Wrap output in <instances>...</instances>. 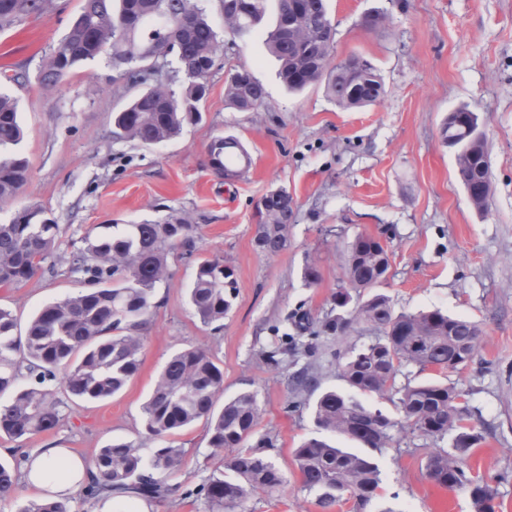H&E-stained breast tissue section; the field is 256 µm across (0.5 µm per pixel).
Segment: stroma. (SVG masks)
I'll use <instances>...</instances> for the list:
<instances>
[{"instance_id": "1", "label": "stroma", "mask_w": 512, "mask_h": 512, "mask_svg": "<svg viewBox=\"0 0 512 512\" xmlns=\"http://www.w3.org/2000/svg\"><path fill=\"white\" fill-rule=\"evenodd\" d=\"M57 10L32 15L0 32V78L17 97L29 164L26 185L0 203V223L27 206L44 209L59 226L49 267L24 285L0 286V307L26 326L44 304L81 292L70 274L87 232L109 224H161L184 217L201 237L193 255L174 253L159 284L144 334L140 367L124 389L103 401L63 406L58 428L23 441L0 436V463L19 467L23 454L55 445L84 460L114 442L150 457L156 440L144 429L142 406L167 359L198 346L224 371L220 400L242 391L257 395L258 434L271 435V455L285 475L274 493H259L243 512H321L303 490L293 450L316 435L311 406L317 391L287 383L305 369L317 390L345 389L339 355L373 341L377 330L357 321L331 336L322 324L335 307L347 244L357 234L382 239L390 256L379 293L396 312L438 308L480 324L483 334L468 366L448 375L461 392L484 439L466 464L495 492L497 512H512V0H327L336 28L334 56L358 53L379 70L385 94L376 105L344 110L323 86L291 93L261 38L226 33L218 0H204L224 33L220 66L209 77L200 122L154 146L113 139V120L132 94L113 80L105 60L77 68L67 82L43 88L39 67L61 42L81 0H59ZM378 12L386 24L361 25ZM245 68L265 85V106L230 109L228 70ZM480 113L490 161L491 192L484 209L469 202L455 158L440 131L449 112ZM237 138L252 167L228 179L208 164L215 137ZM288 191L295 206L288 243L277 254L256 245L257 204L269 191ZM218 259L235 271L237 290L221 325L203 324L189 303L199 261ZM320 281L307 286L306 266ZM308 313L309 331L292 317ZM280 350V363L263 356ZM181 467L166 477L171 494L149 502L150 512H209L196 490L224 470V453L210 448L203 422L175 437ZM448 440L405 430L376 459L382 489L364 512H474L462 491L431 481L427 455Z\"/></svg>"}]
</instances>
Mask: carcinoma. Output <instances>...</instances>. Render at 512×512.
Masks as SVG:
<instances>
[{"mask_svg":"<svg viewBox=\"0 0 512 512\" xmlns=\"http://www.w3.org/2000/svg\"><path fill=\"white\" fill-rule=\"evenodd\" d=\"M224 10V26L243 38L256 32L269 0H246L243 11ZM57 8L56 0H0V31L33 14ZM293 23H288V18ZM98 39L90 40V32ZM268 51L281 64L280 77L292 92L322 84L329 98L343 109L377 103L384 92L383 80L371 67L373 87L351 96V81L364 57L356 54L333 62L335 29L325 0H304L294 10L290 0H277L275 25L262 32ZM224 46L200 0H82V6L58 47L39 68L40 84L53 88L88 61L106 59L116 77L138 88L114 118L113 137L144 146L177 138L184 125L201 118V97L195 81L208 80ZM166 58L167 67L182 75L181 91L172 87L154 59ZM225 98L237 111L248 112L267 99L265 86L246 70L225 76ZM461 107L448 114L443 132L458 153L456 168L462 183L490 181L489 159L484 147L471 149ZM24 138L16 99L0 91V202L20 193L28 180V161L17 151ZM242 148L233 137H217L208 148L227 155ZM287 202L271 203L261 213L257 245L273 255L286 247L291 217ZM198 227L183 220L165 224H126L110 234L88 241L73 257L70 273L88 285L84 291L43 305L29 322L25 334H17L16 318L0 308V434L13 439L50 432L63 420L62 400L95 401L120 392L138 372L143 333L149 323L157 285L168 275V257L180 250L191 255L197 248ZM58 224L38 206L17 211L0 224V285H17L32 279L53 253ZM389 268L387 251L376 237L358 234L348 246L343 282L336 295H361L379 284ZM236 289L233 268L215 259L197 265L189 301L205 324L224 319ZM353 318L382 331L361 347L351 346L340 355L341 376L350 392H321L313 406L318 428L336 433L374 451L388 447L400 432L410 429L443 439L451 446L427 455L425 470L438 484L457 488L471 500L475 512H495L493 489L471 476L465 460L483 435L469 423L467 403L446 382L447 374L463 367L461 350L474 352L482 334L474 321L454 317L440 309L418 314L397 313L388 296L372 294L358 303ZM413 365L430 370L433 377L395 386L400 367ZM27 385L19 386L21 380ZM224 372L210 354L189 347L172 354L143 407L145 431L164 442L144 459L127 443L107 445L91 461V481L78 490L86 501L103 494L114 499L140 497L162 500L169 488L163 475L177 470L184 451L170 437L183 428L204 421L208 443L216 452L234 450L226 460L231 477H213L198 489L211 512L242 505L251 495L272 493L284 483V475L267 454L273 438L257 435L260 407L252 391H243L217 407ZM398 394L399 416L391 417L368 408L361 397L386 391ZM294 462L302 488L315 494L322 512L344 503L336 486L356 490L351 496L360 512L378 495L379 465L366 452L339 448L321 438H310L294 450ZM16 470L0 465V498L15 494ZM24 512H69L67 502L40 500Z\"/></svg>","mask_w":512,"mask_h":512,"instance_id":"cac0c4a2","label":"carcinoma"}]
</instances>
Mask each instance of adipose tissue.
<instances>
[{
	"instance_id": "obj_1",
	"label": "adipose tissue",
	"mask_w": 512,
	"mask_h": 512,
	"mask_svg": "<svg viewBox=\"0 0 512 512\" xmlns=\"http://www.w3.org/2000/svg\"><path fill=\"white\" fill-rule=\"evenodd\" d=\"M23 480L39 498L64 501L86 484L84 461L63 448L47 447L28 456L22 465Z\"/></svg>"
}]
</instances>
